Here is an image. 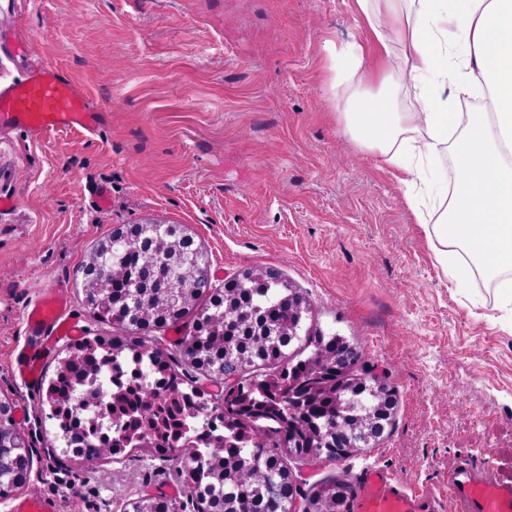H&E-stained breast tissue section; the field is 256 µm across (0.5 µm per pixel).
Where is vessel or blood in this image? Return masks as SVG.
I'll use <instances>...</instances> for the list:
<instances>
[{"instance_id": "b4317fda", "label": "vessel or blood", "mask_w": 512, "mask_h": 512, "mask_svg": "<svg viewBox=\"0 0 512 512\" xmlns=\"http://www.w3.org/2000/svg\"><path fill=\"white\" fill-rule=\"evenodd\" d=\"M105 112V106L86 87L51 61L38 62L25 80L0 90V126L25 130L35 138L58 128H78L89 137L99 136ZM67 309L65 295L57 291L28 311L27 326L38 336L39 344L22 348L14 359L27 379L37 377L45 357L59 341L81 335V325ZM448 491L461 512H512V485L465 466L453 472ZM10 512H55V505L36 496L17 497ZM353 512H435V508L385 470L372 468L358 485Z\"/></svg>"}]
</instances>
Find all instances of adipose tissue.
<instances>
[{
	"label": "adipose tissue",
	"mask_w": 512,
	"mask_h": 512,
	"mask_svg": "<svg viewBox=\"0 0 512 512\" xmlns=\"http://www.w3.org/2000/svg\"><path fill=\"white\" fill-rule=\"evenodd\" d=\"M352 4L373 48L326 47L325 94L344 133L398 173L445 278L463 291L494 284L512 314V0ZM399 89L412 96L401 112ZM470 99L481 110L460 112Z\"/></svg>",
	"instance_id": "adipose-tissue-1"
}]
</instances>
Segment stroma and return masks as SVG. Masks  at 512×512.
<instances>
[{
	"mask_svg": "<svg viewBox=\"0 0 512 512\" xmlns=\"http://www.w3.org/2000/svg\"><path fill=\"white\" fill-rule=\"evenodd\" d=\"M65 67L106 104L95 138L0 129V399L33 451L28 493L57 512H122L179 486L173 461L133 448L73 460L46 389L12 368L27 310L68 296L86 336L83 268L115 228L152 217L200 245L213 283L275 270L306 297L303 328L357 344L398 404L383 438L338 461L287 457L303 491L369 468L457 512L448 477L512 483V316L491 285L464 293L435 266L395 171L360 153L324 96L327 42H367L351 0H0V36ZM106 187L110 205L94 202Z\"/></svg>",
	"mask_w": 512,
	"mask_h": 512,
	"instance_id": "1",
	"label": "stroma"
}]
</instances>
